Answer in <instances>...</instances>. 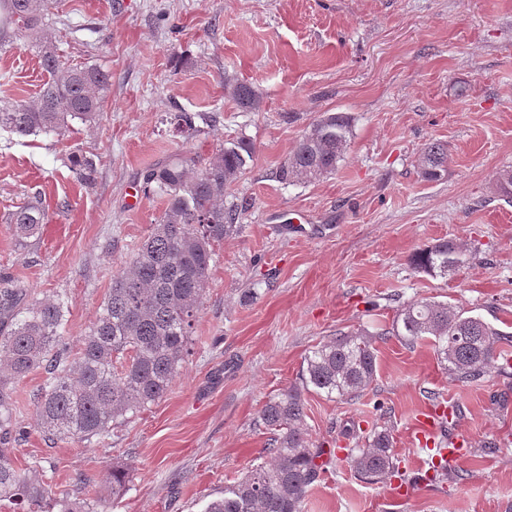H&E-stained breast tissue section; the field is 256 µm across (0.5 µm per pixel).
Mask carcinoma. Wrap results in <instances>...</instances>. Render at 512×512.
<instances>
[{"mask_svg": "<svg viewBox=\"0 0 512 512\" xmlns=\"http://www.w3.org/2000/svg\"><path fill=\"white\" fill-rule=\"evenodd\" d=\"M51 0H0V50L32 34L42 67L49 74L36 103H0V131L19 137L63 135L73 123L92 126L101 116L111 83L109 72L94 65L59 60L48 30L55 23ZM238 105L259 107L255 91L235 84ZM351 116L329 113L317 119L298 141L280 169L284 181H313L332 174L343 157ZM253 143L242 137L218 149L195 174L192 155H175L149 171L146 187L166 198V207L132 262L112 278V287L90 334L75 357L62 342L64 302L29 299L25 288H0V502L12 512H106L100 499L74 498L67 490L33 484L15 466L14 449L25 434L12 401V383L34 370L46 375L32 403L39 427L50 442L89 441L108 435L112 426L136 416L168 391L178 373L192 322L201 311L209 272L216 263L214 245L237 232L236 208L224 207V187L253 157ZM448 146L426 144L417 159L423 178L447 172ZM79 180L92 182L93 162L72 153ZM45 219L41 200L11 213L18 242L37 235ZM464 262L457 243L439 240L411 256L415 269L445 278ZM389 334L407 345L432 342L438 358L455 380L475 383L496 359L512 366V335L479 317L466 316L446 303L421 300L400 306ZM382 335L361 330L339 332L305 356L299 384L265 404L260 419L270 439V461L259 463L224 487L204 512H303L308 492L329 472L336 457L312 443L304 427V394L350 403L375 380L376 342ZM362 447L346 449L355 476L382 483L399 476V461L390 429L353 428L346 436Z\"/></svg>", "mask_w": 512, "mask_h": 512, "instance_id": "1", "label": "carcinoma"}]
</instances>
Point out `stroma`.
<instances>
[{
    "instance_id": "1",
    "label": "stroma",
    "mask_w": 512,
    "mask_h": 512,
    "mask_svg": "<svg viewBox=\"0 0 512 512\" xmlns=\"http://www.w3.org/2000/svg\"><path fill=\"white\" fill-rule=\"evenodd\" d=\"M51 31L73 63L112 75L97 125L66 137L0 132V275L38 300L63 299L78 351L112 286L165 208L143 177L180 153L206 162L250 139L255 154L224 189L240 228L216 248L189 353L162 399L105 437L51 443L31 402L35 370L14 385L27 434L15 463L32 481L101 497L107 512H204L264 456L265 403L298 381L305 355L337 332L382 333L401 305L428 299L512 333V0H66ZM46 79L28 41L0 52V101L34 103ZM260 100L243 110L232 88ZM186 113L195 133L177 130ZM351 116L336 170L285 182L279 170L313 122ZM448 171L424 180L425 144ZM93 161L90 185L72 152ZM41 197V232L19 244L7 218ZM466 253L448 277L417 271L418 248ZM377 374L358 401L305 396L313 443L354 448L344 429L391 428L416 486L370 484L336 461L304 512H512V370L453 379L431 342L377 341ZM459 406L449 431L470 450L447 480L420 479L431 452L409 423L428 394ZM125 469V491L106 481ZM448 146L440 141L426 144L417 159L423 178L437 180L447 172Z\"/></svg>"
}]
</instances>
